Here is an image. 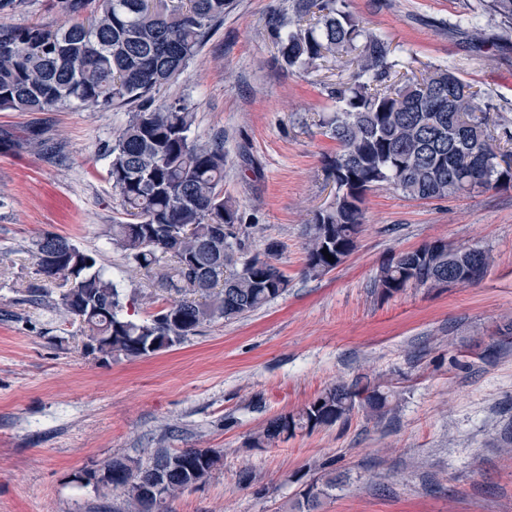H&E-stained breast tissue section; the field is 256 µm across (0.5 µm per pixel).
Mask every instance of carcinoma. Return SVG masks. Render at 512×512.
Returning a JSON list of instances; mask_svg holds the SVG:
<instances>
[{"label": "carcinoma", "mask_w": 512, "mask_h": 512, "mask_svg": "<svg viewBox=\"0 0 512 512\" xmlns=\"http://www.w3.org/2000/svg\"><path fill=\"white\" fill-rule=\"evenodd\" d=\"M55 0L66 22L13 26L0 22V111L49 112L70 106L125 110L112 128L107 175L117 196L112 244L127 267L155 275L177 298L143 320L124 315L126 302L152 304L138 289L131 295L111 280L96 251L46 233L33 242L39 281L30 297L44 296L46 284L63 287L56 309L68 323L81 324L106 356L138 358L170 348L219 320L244 318L278 297L288 285L272 262L277 245L238 262L243 250L237 209L224 198V145L192 136L195 113L179 102L156 101L224 21L228 0ZM512 36V0H477ZM294 21L277 35L278 62L305 71L318 62L359 50L358 73L329 95L338 108L322 119L336 141L326 169L336 200L314 213L306 231V265L327 274L355 249L367 192L389 186L418 200L464 193L457 172L472 187L497 190L512 185V133L494 134L490 103L481 91L449 67L417 77L397 70L390 44L364 28L345 0H294ZM436 242L402 252L383 264L374 287L383 295L417 281L433 288L455 277L448 260H422ZM328 250L329 261L322 254ZM388 395L355 385L330 388L295 413L270 421L255 435L272 445L298 429L313 430L348 419L356 406L380 410ZM212 450L156 451L150 465L109 461L129 472L112 481L126 496L128 512H149L134 481L160 474L164 485L155 508L185 489L204 483L219 463ZM335 484L311 483L302 506L313 512Z\"/></svg>", "instance_id": "carcinoma-1"}]
</instances>
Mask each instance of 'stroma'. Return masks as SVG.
Segmentation results:
<instances>
[{
  "label": "stroma",
  "mask_w": 512,
  "mask_h": 512,
  "mask_svg": "<svg viewBox=\"0 0 512 512\" xmlns=\"http://www.w3.org/2000/svg\"><path fill=\"white\" fill-rule=\"evenodd\" d=\"M474 0H346L393 59L453 65L487 93L512 132V39L477 18L488 46L452 24ZM292 0H232L199 54L157 94L197 114L194 135L224 140V195L246 254L279 246L286 290L264 308L148 357L87 354L78 325L31 301L33 241L57 233L99 251L108 276L156 305L171 295L132 276L110 232L105 156L124 112L68 107L0 112L23 138L42 128L51 148L0 143V512H127L121 492L87 481L114 459L147 463L165 447L220 456L203 484L167 512H297L305 488L335 479L316 512H512V187L413 200L367 193L354 251L331 272H308L306 226L335 188L324 160L336 143L319 124L335 111L327 88L354 66L280 69L273 32ZM478 244L492 262L460 288L381 296L382 263L423 244ZM360 382L388 393L379 411L299 430L275 445L252 437L325 390Z\"/></svg>",
  "instance_id": "stroma-1"
}]
</instances>
